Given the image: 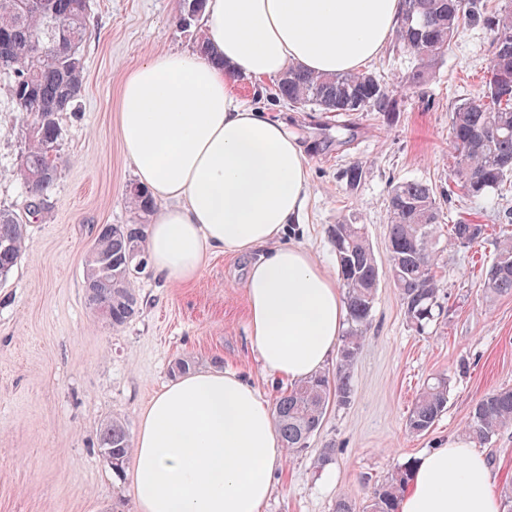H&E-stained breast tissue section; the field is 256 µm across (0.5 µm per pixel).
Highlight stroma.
Instances as JSON below:
<instances>
[{
    "label": "stroma",
    "instance_id": "stroma-1",
    "mask_svg": "<svg viewBox=\"0 0 512 512\" xmlns=\"http://www.w3.org/2000/svg\"><path fill=\"white\" fill-rule=\"evenodd\" d=\"M90 7L79 107L57 119L64 163L36 202L18 175L30 127L0 75V209L27 226L25 254L0 283V512H136L130 474L115 476L99 451L101 428L117 418L137 432L150 401L175 379L178 359L196 371L235 372L271 404L289 389L261 370L250 348L239 256L212 258L187 285L149 269L138 274L141 308L121 328L86 307L85 259L99 226L136 221L125 199L135 180L120 128L125 78L159 54L194 50L200 34L179 28L183 0H90ZM491 58L489 28L468 23L429 82L403 88L399 79L415 59L388 43L368 67L397 103L388 115L301 110L274 99L275 80L232 78L239 100L285 120L303 148L311 190L288 241L332 271L329 229L355 221L365 225L381 273L351 397L329 405L306 449L286 454L266 512H334L342 496L364 504L392 470L461 436L484 395L512 388V295L488 300L479 285L500 240L512 235V185L479 198L449 190L451 112L480 92ZM355 162L363 174L352 186L345 173ZM398 181L447 192L445 223L485 227L470 246L437 237L443 313L423 333L407 321L387 275V206ZM439 373L450 379L448 407L428 432L410 433L416 395ZM328 446L333 462L316 468ZM482 450L495 489L512 485V426Z\"/></svg>",
    "mask_w": 512,
    "mask_h": 512
}]
</instances>
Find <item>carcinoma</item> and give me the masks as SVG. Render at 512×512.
Segmentation results:
<instances>
[{
	"label": "carcinoma",
	"mask_w": 512,
	"mask_h": 512,
	"mask_svg": "<svg viewBox=\"0 0 512 512\" xmlns=\"http://www.w3.org/2000/svg\"><path fill=\"white\" fill-rule=\"evenodd\" d=\"M395 42L416 59L401 78L414 87L425 83L465 24L481 15L480 0H403ZM0 0V75L10 78L14 111L33 120L31 137L19 165V176L35 199L56 183L62 163L57 116L76 109L82 91L84 45L90 0ZM206 0H184L181 26L201 20ZM492 31L493 56L482 91L457 104L451 116V147L458 159L454 182L467 195L498 189L512 175V7L486 17ZM57 24L60 49L41 51L39 36ZM277 96L295 108L347 114L395 111V100L379 80L365 72L315 75L291 66L277 82ZM130 208L141 217L154 211L148 192L137 183L126 192ZM441 203L433 187L415 181L393 185L388 200L389 277L399 292L408 321L423 330L440 310L435 234ZM146 225L104 224L97 232L84 269L88 309L112 328L127 324L140 310L130 256L145 252ZM485 233L482 224H452L450 238L472 245ZM337 275L348 310V328L340 339L336 368L294 385L276 400L274 411L284 447L291 453L307 448L322 424L330 401L341 405L352 394L351 368L363 346L379 282L376 256L365 225L333 224ZM25 253V225L8 209H0V278L6 279ZM487 298L512 294V237L500 241L492 263L481 276ZM448 378L423 385L406 427L413 434L429 430L448 405ZM512 425V388L487 394L473 408L467 434L479 445ZM100 449L120 475L129 464L133 442L125 423L107 422ZM410 466L398 468L377 488L362 512H398Z\"/></svg>",
	"instance_id": "1"
}]
</instances>
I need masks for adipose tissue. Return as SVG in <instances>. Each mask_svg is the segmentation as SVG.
Returning <instances> with one entry per match:
<instances>
[{"label": "adipose tissue", "instance_id": "adipose-tissue-1", "mask_svg": "<svg viewBox=\"0 0 512 512\" xmlns=\"http://www.w3.org/2000/svg\"><path fill=\"white\" fill-rule=\"evenodd\" d=\"M401 0H207L203 34L224 60L169 51L122 89L121 134L159 205L146 231L154 273L189 283L215 255L248 257L251 347L262 371L297 383L330 361L348 314L336 278L284 242L309 195L303 150L283 119L247 106L230 77L290 66L358 72L394 36ZM286 454L271 406L233 372L177 378L147 406L132 455L137 512H265ZM399 512H501L491 468L459 437L422 453Z\"/></svg>", "mask_w": 512, "mask_h": 512}]
</instances>
